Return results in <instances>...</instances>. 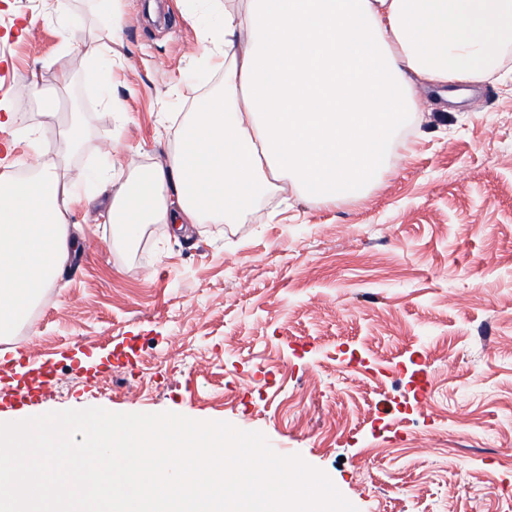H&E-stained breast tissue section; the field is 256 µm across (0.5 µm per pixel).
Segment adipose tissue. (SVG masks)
Masks as SVG:
<instances>
[{
  "instance_id": "ef3b65f1",
  "label": "adipose tissue",
  "mask_w": 512,
  "mask_h": 512,
  "mask_svg": "<svg viewBox=\"0 0 512 512\" xmlns=\"http://www.w3.org/2000/svg\"><path fill=\"white\" fill-rule=\"evenodd\" d=\"M224 59V94L196 105L140 189L89 174L107 214L146 225L221 224L295 189L328 205L377 184L416 110L415 82L472 84L512 68V0H245L219 26L191 13ZM76 185L52 162L0 181V339L66 266Z\"/></svg>"
}]
</instances>
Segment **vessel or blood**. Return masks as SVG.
I'll list each match as a JSON object with an SVG mask.
<instances>
[{
	"instance_id": "b4317fda",
	"label": "vessel or blood",
	"mask_w": 512,
	"mask_h": 512,
	"mask_svg": "<svg viewBox=\"0 0 512 512\" xmlns=\"http://www.w3.org/2000/svg\"><path fill=\"white\" fill-rule=\"evenodd\" d=\"M5 364L18 367L17 377L0 375V407L37 406L42 402L45 391L55 380L56 366L46 361L32 367L24 356L7 355Z\"/></svg>"
}]
</instances>
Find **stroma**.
<instances>
[{
    "label": "stroma",
    "instance_id": "1",
    "mask_svg": "<svg viewBox=\"0 0 512 512\" xmlns=\"http://www.w3.org/2000/svg\"><path fill=\"white\" fill-rule=\"evenodd\" d=\"M0 0V179L39 145L71 177L119 143L124 173L178 145L190 104L221 90L192 0ZM108 44L112 111L85 42ZM38 81L40 93L24 94ZM418 104L380 182L323 206L287 191L232 224L148 225L124 244L74 201L68 267L0 355L52 360L40 413L171 412L257 431L323 472L358 512H512V79ZM83 139L65 146L72 102ZM136 337L130 372L69 358Z\"/></svg>",
    "mask_w": 512,
    "mask_h": 512
}]
</instances>
